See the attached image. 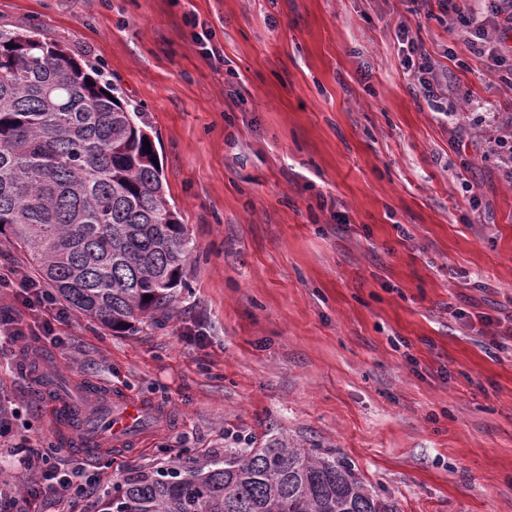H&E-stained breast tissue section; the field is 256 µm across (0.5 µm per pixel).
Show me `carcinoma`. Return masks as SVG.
Masks as SVG:
<instances>
[{
	"label": "carcinoma",
	"instance_id": "1",
	"mask_svg": "<svg viewBox=\"0 0 512 512\" xmlns=\"http://www.w3.org/2000/svg\"><path fill=\"white\" fill-rule=\"evenodd\" d=\"M146 127L104 65L35 26L0 29V234L69 305L118 333L173 303L194 252L145 152ZM106 512L399 510L352 464L273 442L185 470L135 471Z\"/></svg>",
	"mask_w": 512,
	"mask_h": 512
}]
</instances>
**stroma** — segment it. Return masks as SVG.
Returning <instances> with one entry per match:
<instances>
[{
  "label": "stroma",
  "mask_w": 512,
  "mask_h": 512,
  "mask_svg": "<svg viewBox=\"0 0 512 512\" xmlns=\"http://www.w3.org/2000/svg\"><path fill=\"white\" fill-rule=\"evenodd\" d=\"M435 0H0L100 61L139 104L196 251L172 311L119 334L68 310L37 360L0 345V483L15 450L85 465L103 512L133 470L223 453L237 435L354 463L400 512H512V181L473 128L512 87ZM447 71L459 122L411 88L398 23ZM479 208H471L470 197ZM168 410L167 427L88 462L48 405L90 389Z\"/></svg>",
  "instance_id": "stroma-1"
}]
</instances>
